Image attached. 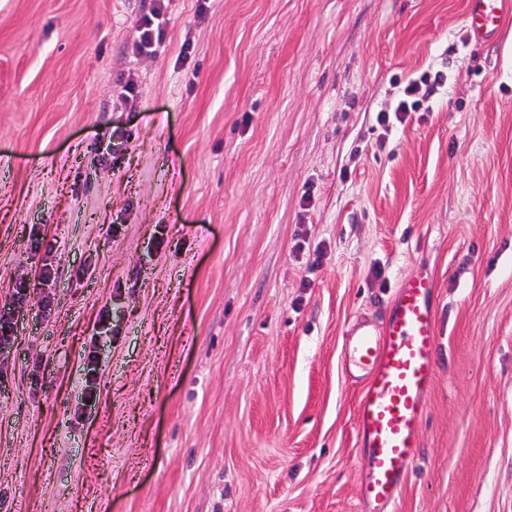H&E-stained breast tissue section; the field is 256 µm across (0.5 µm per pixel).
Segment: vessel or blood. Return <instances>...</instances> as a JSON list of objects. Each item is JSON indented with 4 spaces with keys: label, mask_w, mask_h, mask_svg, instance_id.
<instances>
[{
    "label": "vessel or blood",
    "mask_w": 512,
    "mask_h": 512,
    "mask_svg": "<svg viewBox=\"0 0 512 512\" xmlns=\"http://www.w3.org/2000/svg\"><path fill=\"white\" fill-rule=\"evenodd\" d=\"M504 0H469L475 42L503 26ZM436 283L423 269L396 289L381 334L360 328L351 350L368 369L359 390L354 428L370 472L363 489L373 512H389L420 456L419 428L437 364Z\"/></svg>",
    "instance_id": "vessel-or-blood-1"
}]
</instances>
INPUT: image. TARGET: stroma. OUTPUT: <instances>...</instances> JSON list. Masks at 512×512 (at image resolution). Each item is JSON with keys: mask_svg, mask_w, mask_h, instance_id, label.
<instances>
[{"mask_svg": "<svg viewBox=\"0 0 512 512\" xmlns=\"http://www.w3.org/2000/svg\"><path fill=\"white\" fill-rule=\"evenodd\" d=\"M150 3L0 0V310L30 288L0 512H364L347 332L422 266L438 371L393 512H512V11L478 44L468 0H165L137 55ZM160 0H154L150 8L142 16L132 41L134 52L142 55H151L165 39L167 22L163 17ZM440 82H442L440 74H436L434 80L431 81V77L427 72L422 74L419 81L409 82L404 89L405 98L398 102L394 110L395 118L401 123L408 112H415L420 107L421 100L413 99V97L421 92L422 86H425V90L421 97L426 99Z\"/></svg>", "mask_w": 512, "mask_h": 512, "instance_id": "1", "label": "stroma"}]
</instances>
